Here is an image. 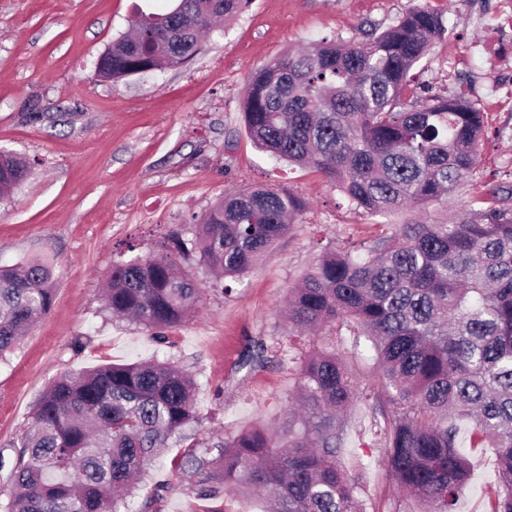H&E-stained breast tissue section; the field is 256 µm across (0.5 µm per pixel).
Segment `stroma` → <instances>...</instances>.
I'll list each match as a JSON object with an SVG mask.
<instances>
[{
  "mask_svg": "<svg viewBox=\"0 0 512 512\" xmlns=\"http://www.w3.org/2000/svg\"><path fill=\"white\" fill-rule=\"evenodd\" d=\"M494 0H251L189 62L112 82L96 77L98 56L138 13L164 14L175 0H0V150L23 157L27 179L0 199V266L46 257L54 263L51 310L0 360V505L20 439L42 391L56 378L104 364L170 360L199 386L191 442L205 447L248 428H276L298 386V357L335 351L355 394L342 415L336 463L357 488L363 512H423L389 476L375 402L383 394L365 337L291 336L283 315L289 288L310 269L320 241L339 246L386 232L350 211L326 178L291 166L253 144L242 99L254 68L313 41L359 38L417 6L448 27L420 66L434 93L461 96L485 114L477 186L512 170V105L500 102L496 68L504 47ZM284 188L305 198L294 225L255 268L224 293L198 255L184 266L203 281L198 312L160 343L143 326L112 318L101 297L113 264L154 255L172 230L191 238L225 192ZM270 360L243 366L247 349ZM185 445L140 473L124 512H263L260 496H201L178 463ZM471 473L457 512H488L497 478L495 451L469 450Z\"/></svg>",
  "mask_w": 512,
  "mask_h": 512,
  "instance_id": "1",
  "label": "stroma"
}]
</instances>
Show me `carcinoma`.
I'll use <instances>...</instances> for the list:
<instances>
[{"label":"carcinoma","mask_w":512,"mask_h":512,"mask_svg":"<svg viewBox=\"0 0 512 512\" xmlns=\"http://www.w3.org/2000/svg\"><path fill=\"white\" fill-rule=\"evenodd\" d=\"M251 0H189L187 15L139 14L133 33L112 41L95 74L117 81L142 69L177 67L202 49L217 20ZM444 20L411 9L377 35L322 39L254 70L242 114L254 143L280 160L323 174L350 209L390 234L348 248L326 247L290 290L288 323L300 331L345 325L367 337L384 390L399 411L384 419V453L398 485L425 512H455L469 462L448 417L475 422L474 440L497 451L490 512H512V185L485 189L484 206L451 219L408 220L448 207L475 177L483 113L431 94L401 92ZM28 173L0 155V198ZM306 202L286 189L227 194L197 225L193 248L173 231L154 256L112 265L106 310L163 342L203 296L180 259L194 249L228 281L224 292L301 222ZM53 264L34 258L0 266V356L13 351L53 304ZM197 384L171 361L109 364L62 376L43 391L11 471L4 512H120L134 477L188 439L199 419ZM353 398L332 352L308 356L296 404L277 429L249 430L217 444L209 459L191 449L180 466L199 492L254 491L271 512H360L356 487L336 466V412Z\"/></svg>","instance_id":"carcinoma-1"}]
</instances>
